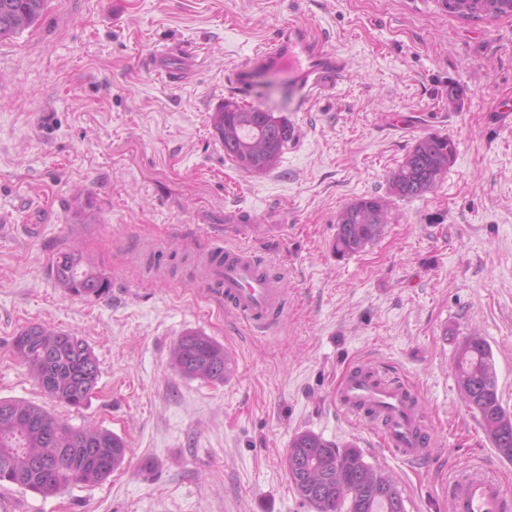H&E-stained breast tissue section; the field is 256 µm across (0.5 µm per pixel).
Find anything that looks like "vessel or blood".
<instances>
[{
	"instance_id": "b4317fda",
	"label": "vessel or blood",
	"mask_w": 512,
	"mask_h": 512,
	"mask_svg": "<svg viewBox=\"0 0 512 512\" xmlns=\"http://www.w3.org/2000/svg\"><path fill=\"white\" fill-rule=\"evenodd\" d=\"M344 57L328 49L306 28L284 22L276 35L258 48L229 75L232 86L246 95L264 75L287 70L291 82L305 97L321 94L343 77ZM223 261L204 260L199 278L220 294L250 328L260 331L274 326L286 307L281 280L262 276L251 251L227 248ZM415 394L400 381L386 378L377 368L359 365L336 387V405L345 414L380 426L381 441L396 456L410 463L427 460L433 439L418 422ZM450 512H504L507 494L500 481L478 468L454 476L448 486Z\"/></svg>"
}]
</instances>
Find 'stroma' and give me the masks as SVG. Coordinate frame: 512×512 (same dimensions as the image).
<instances>
[{"mask_svg": "<svg viewBox=\"0 0 512 512\" xmlns=\"http://www.w3.org/2000/svg\"><path fill=\"white\" fill-rule=\"evenodd\" d=\"M347 59L335 88L306 101L286 71L250 101L295 129L261 176L225 157L209 122L236 97L226 74L286 19ZM187 50L166 83L157 50ZM462 94L448 102L449 84ZM512 16L472 24L435 0H49L33 27L0 41V398L95 425L129 448L107 481L52 497L0 488V512H314L288 481L292 436L310 430L397 482L406 512H448L451 472L484 466L512 491V463L486 437L455 375L460 341L490 345L512 412ZM451 137L431 193L392 199L365 252L332 249L339 211L388 193L416 139ZM87 202L76 212L78 202ZM79 245L112 281L88 300L49 275ZM244 247L288 291V314L259 334L197 284L202 255ZM45 323L83 337L98 383L79 408L44 395L12 338ZM195 330L231 360L223 383L189 380L169 352ZM409 381L439 446L412 466L377 428L341 414L351 365ZM174 56L171 49H162L157 51V54L154 55L153 60V68L154 71L157 72L158 75L164 76L168 81L173 82L176 78H179L186 74L191 67V58L185 55H181L178 52V56L182 60V70L175 71L169 65L168 61L170 58Z\"/></svg>", "mask_w": 512, "mask_h": 512, "instance_id": "obj_1", "label": "stroma"}]
</instances>
